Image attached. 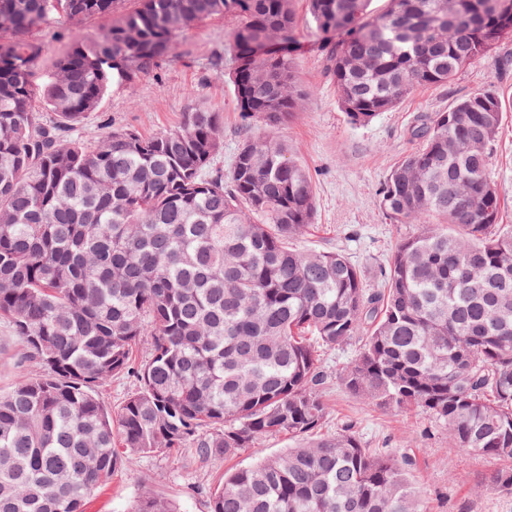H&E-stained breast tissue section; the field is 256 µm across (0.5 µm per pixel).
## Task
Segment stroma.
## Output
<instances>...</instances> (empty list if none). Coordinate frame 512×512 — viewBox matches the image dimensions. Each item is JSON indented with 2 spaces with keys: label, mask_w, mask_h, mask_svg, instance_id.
I'll use <instances>...</instances> for the list:
<instances>
[{
  "label": "stroma",
  "mask_w": 512,
  "mask_h": 512,
  "mask_svg": "<svg viewBox=\"0 0 512 512\" xmlns=\"http://www.w3.org/2000/svg\"><path fill=\"white\" fill-rule=\"evenodd\" d=\"M294 10L302 41L297 70L306 96L299 112L275 134L288 141L314 181V222L294 240V247L341 251L359 265L370 287L380 286L400 237L413 230L409 224L390 223L379 208V192L390 167L414 146L409 126L418 116L448 109L459 98L487 89L495 90L506 106L491 174L500 193L501 221L512 224V41L466 67L452 83L417 89L391 111L355 126L341 110L336 87L324 70L320 35L305 0H296ZM235 26L229 15L195 24L177 38L171 58L129 87L111 92L101 110L88 118L85 135L96 139L115 130L155 135L178 126L192 107H212L224 118L221 161L231 166L240 141L260 128L242 119L229 83L211 68L213 54H229ZM32 38L42 46L33 76L39 88L53 75L54 62L69 40L55 25L39 27ZM36 371L12 324L0 318V392ZM328 403L331 415L323 434L349 422L365 447L390 448L412 459V478L426 512H512V493L487 482L495 461L449 453L447 430L422 411L382 408L337 383L328 392ZM291 446L286 436L267 437L219 464L200 461L181 448L127 454L107 484L90 495L85 512H132L147 487L179 512H210L225 471L250 467Z\"/></svg>",
  "instance_id": "obj_1"
}]
</instances>
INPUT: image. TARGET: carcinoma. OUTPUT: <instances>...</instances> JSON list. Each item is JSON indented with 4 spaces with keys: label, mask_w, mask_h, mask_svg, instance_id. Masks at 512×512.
I'll list each match as a JSON object with an SVG mask.
<instances>
[{
    "label": "carcinoma",
    "mask_w": 512,
    "mask_h": 512,
    "mask_svg": "<svg viewBox=\"0 0 512 512\" xmlns=\"http://www.w3.org/2000/svg\"><path fill=\"white\" fill-rule=\"evenodd\" d=\"M294 0H141L95 39L80 26L115 0H0V317L39 372L0 393V512H82L132 453L186 448L219 461L258 439L295 446L224 479L211 512H423L410 459L364 447L330 416L322 353L356 345L336 373L383 408H416L448 429V451L496 461L512 493V225L499 223L491 152L503 124L485 90L411 130L379 207L399 240L380 288L343 253L296 249L313 223L309 170L288 143L241 141L231 175L222 113L198 106L155 136L83 132L112 89L171 57L213 15L238 18L211 62L236 107L269 128L297 111ZM350 123L419 87L449 84L512 39L491 0H306ZM70 31L41 91L30 33ZM248 59L242 69L241 59ZM152 341L150 359L133 348ZM134 373L110 411L99 389ZM133 512H175L144 490Z\"/></svg>",
    "instance_id": "1"
}]
</instances>
